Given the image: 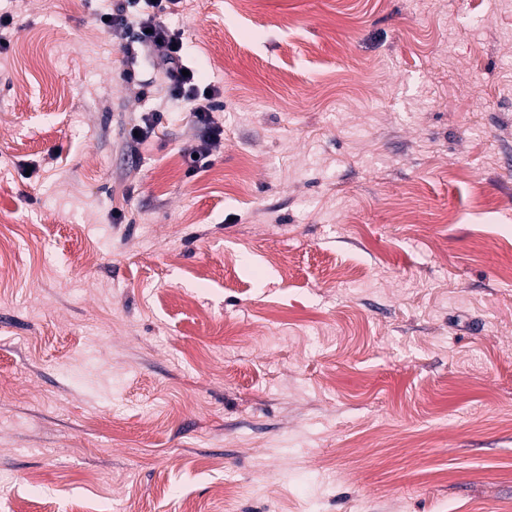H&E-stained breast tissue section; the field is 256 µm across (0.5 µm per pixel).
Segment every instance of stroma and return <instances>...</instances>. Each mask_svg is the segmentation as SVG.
Listing matches in <instances>:
<instances>
[{"label":"stroma","mask_w":512,"mask_h":512,"mask_svg":"<svg viewBox=\"0 0 512 512\" xmlns=\"http://www.w3.org/2000/svg\"><path fill=\"white\" fill-rule=\"evenodd\" d=\"M123 2L0 33V512H512V0H184L191 176Z\"/></svg>","instance_id":"obj_1"}]
</instances>
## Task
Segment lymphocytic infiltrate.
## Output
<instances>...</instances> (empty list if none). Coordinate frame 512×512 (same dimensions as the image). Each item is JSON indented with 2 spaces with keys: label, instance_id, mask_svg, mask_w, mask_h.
Wrapping results in <instances>:
<instances>
[{
  "label": "lymphocytic infiltrate",
  "instance_id": "lymphocytic-infiltrate-1",
  "mask_svg": "<svg viewBox=\"0 0 512 512\" xmlns=\"http://www.w3.org/2000/svg\"><path fill=\"white\" fill-rule=\"evenodd\" d=\"M181 0H126L125 5L110 13L104 29L113 37L123 40L128 53L152 52L156 66L163 73L170 95L183 101L196 118L201 131L200 144L194 156L188 157L189 172L207 167L214 142L221 134L213 126L211 114L219 103V91L204 84L197 70L188 69L184 59L182 35L168 26L166 16L173 14Z\"/></svg>",
  "mask_w": 512,
  "mask_h": 512
}]
</instances>
